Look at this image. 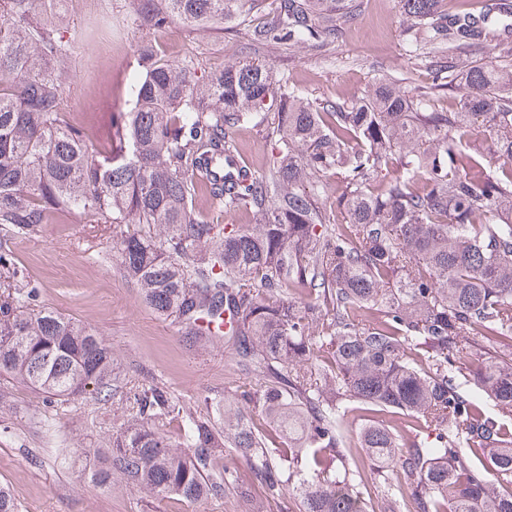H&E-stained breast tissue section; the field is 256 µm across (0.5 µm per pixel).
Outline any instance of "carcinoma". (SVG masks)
<instances>
[{
	"instance_id": "cac0c4a2",
	"label": "carcinoma",
	"mask_w": 512,
	"mask_h": 512,
	"mask_svg": "<svg viewBox=\"0 0 512 512\" xmlns=\"http://www.w3.org/2000/svg\"><path fill=\"white\" fill-rule=\"evenodd\" d=\"M51 2L0 0V228L29 235L62 211L112 225L145 304L197 343L224 340L264 380L216 402L222 434L158 384L129 390L131 417L93 451L92 480L108 487L117 474L193 504L237 486V470L213 469L230 448L266 498L291 492L296 512H512V428L487 406L512 408V51L463 67L454 55L486 44L512 3L474 14L404 0L407 34L449 52L418 98L376 79L355 101H312L244 59L201 82L143 49L135 104L112 113L99 148L65 119L48 69L68 62ZM242 2L138 0V16L228 24ZM355 9L275 0L250 39L320 47ZM460 79L455 106L433 108ZM244 126L273 142L259 171L239 159ZM202 194L256 223H208ZM33 297L0 283V374L50 404L113 395L111 346ZM226 313L221 337L199 328ZM254 409L270 430L251 425ZM387 409L407 416L406 434L378 422L350 434V421ZM173 422L182 448L163 431Z\"/></svg>"
}]
</instances>
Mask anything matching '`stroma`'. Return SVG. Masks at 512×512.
<instances>
[{
    "label": "stroma",
    "instance_id": "35a3bbf8",
    "mask_svg": "<svg viewBox=\"0 0 512 512\" xmlns=\"http://www.w3.org/2000/svg\"><path fill=\"white\" fill-rule=\"evenodd\" d=\"M86 2L54 0L53 20L69 47L59 75L65 109L80 113V127L94 139L103 137L113 113L132 108L143 48L164 62L195 63L203 81L253 56L318 100L361 97L378 77L411 91L432 81L436 52L413 49L401 0H356L357 16L332 43L290 49L276 43L257 49L249 39L248 28L267 20L271 0H256L230 30L220 23L174 22L155 29L137 20L135 0H98L91 12ZM0 250L13 256L19 285L34 289L36 307L77 318L111 344L128 387L163 385L178 406L206 416L215 412L213 400L234 398L247 382L260 386V379L241 372L230 349L198 347L177 321L145 305L121 269L111 225L68 212L31 235L0 232ZM128 416L126 402L117 397L49 404L27 385L0 377V485L10 489L18 512H254L258 505L264 512H288L287 501L265 504L243 464L237 467L239 490L192 505L174 496H147L117 477L110 486L97 485L86 451L106 447Z\"/></svg>",
    "mask_w": 512,
    "mask_h": 512
}]
</instances>
